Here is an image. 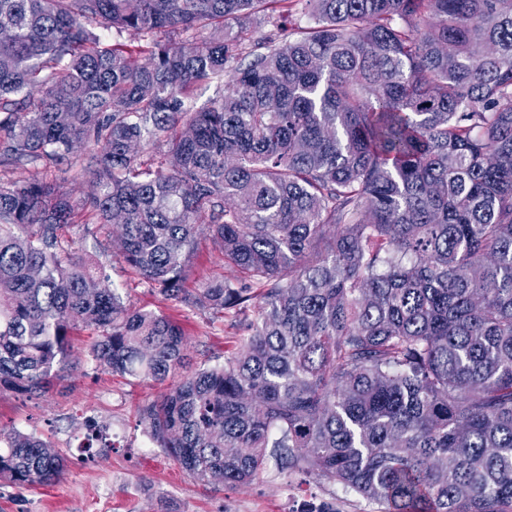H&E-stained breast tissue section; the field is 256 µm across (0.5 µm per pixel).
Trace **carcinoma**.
I'll return each instance as SVG.
<instances>
[{
  "instance_id": "carcinoma-1",
  "label": "carcinoma",
  "mask_w": 512,
  "mask_h": 512,
  "mask_svg": "<svg viewBox=\"0 0 512 512\" xmlns=\"http://www.w3.org/2000/svg\"><path fill=\"white\" fill-rule=\"evenodd\" d=\"M296 2L0 0V164L83 147L93 187L0 177V392H46L79 326L105 370L185 367L181 327L62 234L120 212L163 299L244 313L237 352L143 408L188 474L275 458L380 512H512V0H303L295 28ZM204 232L236 285L184 287ZM4 439L0 477L60 479Z\"/></svg>"
}]
</instances>
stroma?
<instances>
[{
    "instance_id": "1",
    "label": "stroma",
    "mask_w": 512,
    "mask_h": 512,
    "mask_svg": "<svg viewBox=\"0 0 512 512\" xmlns=\"http://www.w3.org/2000/svg\"><path fill=\"white\" fill-rule=\"evenodd\" d=\"M94 239L79 243L81 254L102 266L111 287L136 309L161 313L182 328L187 371L223 363L242 339L240 316H222L163 300L135 271L120 262L118 228L94 225ZM102 250H95L94 241ZM189 287L213 280L233 281L235 273L212 240L199 236L185 269ZM97 332L83 329L71 338L74 355L62 379L33 397L0 394V429L50 443L65 460L61 478L49 485L18 487L0 480V512H299L307 501L324 502L331 512H378L376 504L339 486L268 460L253 483L225 488L199 483L159 446L150 445L141 413L177 384L120 376L96 366L90 351ZM107 439L84 452L89 422Z\"/></svg>"
}]
</instances>
